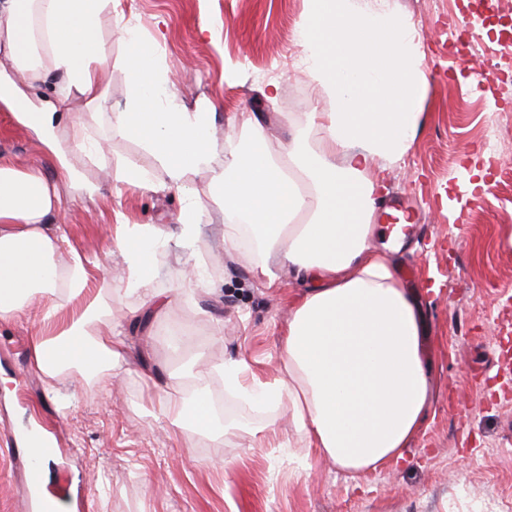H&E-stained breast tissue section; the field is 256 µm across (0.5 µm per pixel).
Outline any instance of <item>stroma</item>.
<instances>
[{"mask_svg": "<svg viewBox=\"0 0 512 512\" xmlns=\"http://www.w3.org/2000/svg\"><path fill=\"white\" fill-rule=\"evenodd\" d=\"M383 6L407 21L428 78L416 137L377 191L414 195L423 226L397 252L388 236L373 241L398 269H412L405 283L428 323L422 349L435 402L404 459L350 475L307 456L286 424L287 409L258 413L225 394L218 370L229 358L245 357L260 381L276 377L285 319L303 284L284 266L267 287L245 253L225 252L230 219L214 201L209 172L191 175L185 193L171 190L155 158L112 130L126 102L121 31L133 26L155 43L182 105L213 104L217 155L245 149L250 132L231 117L252 112L271 153L284 156L290 129L334 107L310 79L298 38L307 0H117L100 23L107 97L96 111H63L54 121L55 134L107 141L106 152L59 159L0 103V157L59 187V263L74 252L106 260L116 223L163 226L169 235L156 248L154 286L186 293L149 317L141 293L113 295L112 324L127 336L128 353L93 374L76 368L53 378L34 366L44 301L0 323V512H25L21 443L36 430L52 443L43 491L56 496L59 512H512V178L502 175L512 147L495 153L485 144L489 127L512 114V69L481 74L484 59L512 55V36L489 29L475 0ZM272 84L273 101L265 96ZM128 161L148 171L149 185L121 180ZM476 170L486 190H471ZM187 195L203 205L189 244L177 222ZM188 264L201 266L210 291L183 282ZM193 358L210 379L227 433L198 436L188 456L163 396L191 393L192 380L174 384L169 376ZM145 370L154 383L141 379ZM265 424L277 446L251 447L248 428Z\"/></svg>", "mask_w": 512, "mask_h": 512, "instance_id": "35a3bbf8", "label": "stroma"}]
</instances>
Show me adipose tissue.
Segmentation results:
<instances>
[{
	"label": "adipose tissue",
	"mask_w": 512,
	"mask_h": 512,
	"mask_svg": "<svg viewBox=\"0 0 512 512\" xmlns=\"http://www.w3.org/2000/svg\"><path fill=\"white\" fill-rule=\"evenodd\" d=\"M112 3L0 0V75L29 83L61 76L55 102L39 112L27 111L21 87H0V101L22 124L42 134L58 108L97 109L108 58L99 22ZM309 3L299 37L311 76L336 102L335 111L308 115L323 136L321 150L297 132L280 162L258 118L244 112L240 122L253 130L247 151L215 167L214 113L177 102L154 46L134 28L122 34L127 103L113 130L143 144L172 188L185 190L189 174L210 172L225 213L247 227L261 251L255 273L268 287L278 282L280 262L307 282L281 339L279 378L247 381L246 362L229 359L224 391L261 413L287 408L290 425L318 458L364 473L404 457L434 401L421 346L425 314L394 264L373 248L374 184L367 176L410 148L427 78L399 16L363 9L359 0ZM61 211L57 186L0 161V323L23 313L34 295L47 297L53 332L35 341L33 362L52 377L124 360L127 340L113 328L107 303L112 292H141L148 314L172 302L152 286L163 229L136 234L117 226L110 258L125 274L94 284L82 256L64 267L56 261L52 220ZM79 297L84 305L77 308ZM167 411L177 427L215 432L208 379L198 378L190 396L169 401Z\"/></svg>",
	"instance_id": "obj_1"
}]
</instances>
